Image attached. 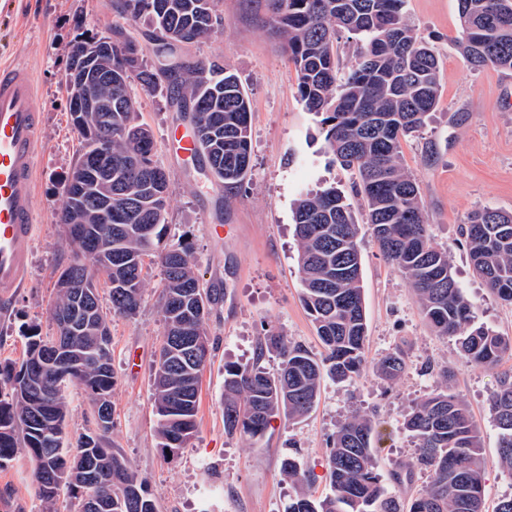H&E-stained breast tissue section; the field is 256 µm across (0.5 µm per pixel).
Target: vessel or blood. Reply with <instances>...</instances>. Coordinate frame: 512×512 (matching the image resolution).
<instances>
[{"label":"vessel or blood","instance_id":"1","mask_svg":"<svg viewBox=\"0 0 512 512\" xmlns=\"http://www.w3.org/2000/svg\"><path fill=\"white\" fill-rule=\"evenodd\" d=\"M41 112L30 72L0 64V298L4 300L28 278Z\"/></svg>","mask_w":512,"mask_h":512}]
</instances>
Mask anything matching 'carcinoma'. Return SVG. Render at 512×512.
Returning a JSON list of instances; mask_svg holds the SVG:
<instances>
[{
	"instance_id": "obj_1",
	"label": "carcinoma",
	"mask_w": 512,
	"mask_h": 512,
	"mask_svg": "<svg viewBox=\"0 0 512 512\" xmlns=\"http://www.w3.org/2000/svg\"><path fill=\"white\" fill-rule=\"evenodd\" d=\"M405 0H268L269 22L297 75L305 109L321 117L327 150L357 168L366 224L385 259L407 281L422 314L438 336L456 339L473 365L494 371L512 337L476 320L474 307L455 278L450 253L437 245L413 175L402 159V141L420 132L439 99V59L403 16ZM457 47L473 69H512V0H458ZM217 0H113L115 13L144 20L156 51L171 55L184 42L211 37ZM97 62L91 87L110 103L108 112L77 113L68 104L81 137L77 165L85 179H65L57 223L78 247L70 270L104 276L112 284V311L135 316L145 297V259L162 268L160 313L163 343L153 378L157 434L165 448H183L196 432L201 374L209 359L207 320L219 301L217 290L200 281L190 250L160 247L167 224L169 177L153 160L154 134L137 122L128 92L135 78L147 92L162 88L188 103L204 163L226 187L242 183L251 167L249 99L237 78L220 64L182 61L169 70V84L156 81L155 62L121 40ZM346 33L356 41L358 60L338 77L337 44ZM112 202V223L99 222L101 206ZM294 235L302 285L301 300L325 353L312 355L301 344L271 333L253 361L224 365V430L254 443L272 419H303L317 404L322 382H346L365 367L368 325L362 285L361 225L350 203L329 186L300 195L294 204ZM154 227L147 243L141 228ZM472 267L501 301L512 304V213L484 206L461 227ZM66 337L68 352L83 357L77 366L44 364L43 351L56 342L37 327L26 334L21 362H0V468L24 451L34 471L45 512L67 489L75 512L94 499L99 512H159L147 483L106 443L112 420L79 436L77 452L65 448L68 400L64 388H84L92 404L112 409L109 312L94 301L89 310L76 288H57L50 307ZM101 348L109 364L90 356ZM266 352L280 356L267 371ZM405 369L401 351L380 358L373 371L390 381ZM440 386L416 403L405 425L416 440L405 465L410 478L426 475L425 489L403 502L387 493L375 464V423L351 413L329 438L327 476L331 494L315 498L293 456L281 461L282 475L295 495L283 512H483L486 459L481 435L466 402L448 387V369L438 370ZM490 408L499 429L496 465L512 474V372L499 376ZM176 445H171V442Z\"/></svg>"
}]
</instances>
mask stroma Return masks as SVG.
<instances>
[{"mask_svg": "<svg viewBox=\"0 0 512 512\" xmlns=\"http://www.w3.org/2000/svg\"><path fill=\"white\" fill-rule=\"evenodd\" d=\"M217 9L219 32L187 46L184 54L193 62H222L249 97L253 153L240 186L225 189L201 174L199 162L181 157L174 137L187 125L180 113L165 94L130 86L140 122L154 134V160L169 176L163 243L188 246L201 282L222 294L207 323L211 355L200 380L197 430L186 447L172 452L156 435L151 390L164 326L158 305L162 272L152 261L143 270L146 292L139 313L111 317V448L147 481L160 512H283L294 489L280 472L281 459L296 454L310 474V493L329 494L328 438L340 420L360 410L378 424L376 470L383 485L407 501L423 490L424 477L397 482L393 476L415 450L404 420L439 383L426 369L431 362L448 366L451 390L465 400L480 429L488 463L484 510L494 512L512 497V475L495 464L499 430L489 402L498 375L469 363L454 338L432 333L413 290L367 231L361 254L368 369L350 381L324 380L309 416L294 423L274 420L260 442L225 432V364L250 363L271 331L314 355L323 352L300 299L298 195L332 185L345 193L357 222H364L365 212L354 193L357 169L333 162L319 116L298 98L294 66L268 27L267 0H218ZM404 15L419 38L436 48L440 62L438 105L427 126L403 141L404 164L417 181L433 238L450 250L455 276L479 322L512 337V305L485 287L460 235L477 208L512 212V70L467 65L455 45L457 0H405ZM118 21L107 0H13L9 10L0 11V62L32 71L43 105L28 282L0 311V361L22 359L29 327L48 337L56 333L48 304L59 272L77 253L56 215L62 180L80 150L63 74L76 35L103 34ZM395 350L403 351L407 370L392 382L373 373L371 364ZM0 512H43L25 455L0 469Z\"/></svg>", "mask_w": 512, "mask_h": 512, "instance_id": "stroma-1", "label": "stroma"}]
</instances>
